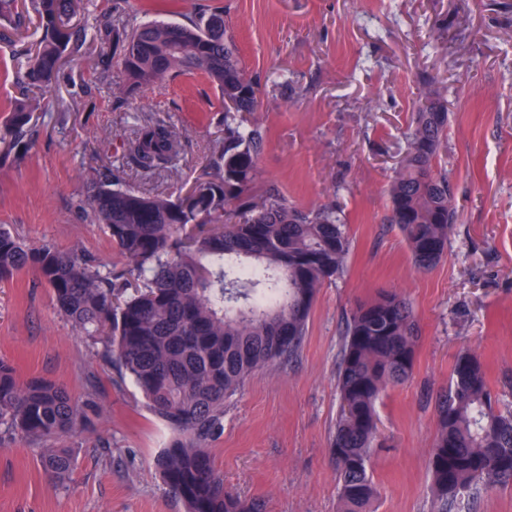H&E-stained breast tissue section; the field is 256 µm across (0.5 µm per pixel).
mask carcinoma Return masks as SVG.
Masks as SVG:
<instances>
[{
    "label": "carcinoma",
    "mask_w": 512,
    "mask_h": 512,
    "mask_svg": "<svg viewBox=\"0 0 512 512\" xmlns=\"http://www.w3.org/2000/svg\"><path fill=\"white\" fill-rule=\"evenodd\" d=\"M40 37L26 51L22 96L0 125V151L23 146L35 127L27 92L48 91L65 63L84 54L92 36L112 46L124 97L200 73L224 101V137L209 172L176 197L146 194L108 170L78 207L91 211L124 259L108 269L79 248L61 252L22 242L0 225V281L30 269L53 293L63 318L128 373L154 414L174 432L155 460L186 512H264L224 486L209 442L224 430V401L252 373L292 357L308 331L324 284L341 275L352 241L336 210L288 203L260 181L264 134L245 124L258 110L259 86L247 73L224 12L189 24L118 19L101 30L76 26L82 0H31ZM19 0H0V25L20 26ZM448 130L447 100L422 96L407 132V151L389 187L386 220L397 226L417 271L448 251L457 207L448 174L436 159ZM182 142L160 118L139 125L125 149L127 165L144 175L172 166ZM420 326L409 299L383 292L346 319L338 368L339 411L330 442L338 512H372L379 496L372 459L381 445L376 406L413 374ZM436 431L429 458L435 512L487 482L512 484V412L495 405L482 362L464 351L434 403ZM88 420L60 383L20 379L0 360V424L48 442ZM71 455L42 457L53 479L66 478Z\"/></svg>",
    "instance_id": "carcinoma-1"
}]
</instances>
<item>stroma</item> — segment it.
Listing matches in <instances>:
<instances>
[{
    "label": "stroma",
    "mask_w": 512,
    "mask_h": 512,
    "mask_svg": "<svg viewBox=\"0 0 512 512\" xmlns=\"http://www.w3.org/2000/svg\"><path fill=\"white\" fill-rule=\"evenodd\" d=\"M86 20L189 22L196 0H86ZM223 7L247 71L257 76L264 132L258 166L290 204L334 206L352 239L344 274L320 288L308 332L292 358L262 368L224 403L212 441L225 484L266 512H336L330 440L336 373L350 311L381 290L404 294L421 327L414 373L377 404L385 446L373 458L381 495L374 512H433L428 462L434 399L459 351L483 363L500 408H512V0H213ZM443 36H436L435 25ZM36 40L24 29L0 42V121L19 93L16 73ZM84 60L63 67L36 113L26 152L0 159V225L26 243L80 248L106 267L123 261L77 207L98 171L125 166L123 145L144 120L172 124L182 154L127 183L178 195L224 135L217 90L199 74L124 100L101 77L111 51L87 41ZM448 101L437 158L453 185L458 218L448 253L417 271L395 226L388 186L407 151L422 91ZM23 379L64 384L93 402L90 423L63 445L73 456L51 480L45 445L0 425V512H185L153 466L170 428L117 365L57 313L33 272L0 281V360Z\"/></svg>",
    "instance_id": "stroma-1"
}]
</instances>
